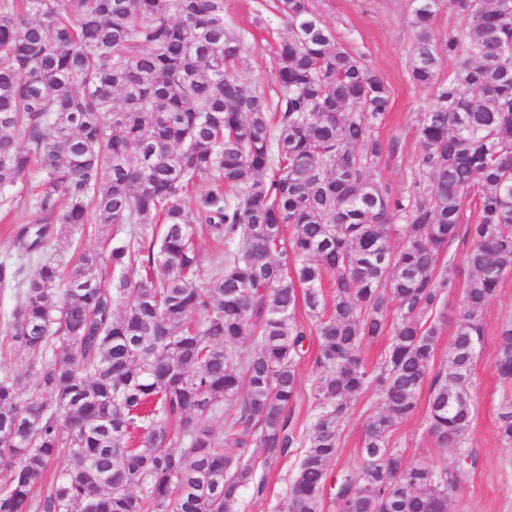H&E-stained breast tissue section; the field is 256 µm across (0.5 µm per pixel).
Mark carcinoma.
I'll return each mask as SVG.
<instances>
[{"label":"carcinoma","mask_w":512,"mask_h":512,"mask_svg":"<svg viewBox=\"0 0 512 512\" xmlns=\"http://www.w3.org/2000/svg\"><path fill=\"white\" fill-rule=\"evenodd\" d=\"M227 2L0 0V207L38 179L15 246L40 257L27 277L0 261L16 294L4 336L37 369L25 391L0 375V512H238L245 490L265 491L257 467L291 448L285 512H320L353 399L374 388L383 405L336 479L337 512H448L476 464L470 381L483 313L512 275V0H448L464 22L444 39L441 0H411L408 81L434 103L397 195L376 179L398 141L377 134L391 94L366 55L316 0H259L288 30L266 40L267 89L242 71L256 33ZM88 224L128 229L102 239L106 263L64 264ZM197 224L224 242L207 269ZM461 235L470 245L448 256ZM444 258L469 278L433 373L456 288ZM311 335L317 405L299 427ZM385 335L372 368L363 347ZM494 369L512 442L511 319ZM425 389L428 435L463 458L451 475L391 444ZM217 416L220 435L205 426Z\"/></svg>","instance_id":"obj_1"}]
</instances>
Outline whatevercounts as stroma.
<instances>
[{"instance_id":"35a3bbf8","label":"stroma","mask_w":512,"mask_h":512,"mask_svg":"<svg viewBox=\"0 0 512 512\" xmlns=\"http://www.w3.org/2000/svg\"><path fill=\"white\" fill-rule=\"evenodd\" d=\"M318 7L339 40L365 52L369 64L389 85L392 106L378 135L387 142L398 141L399 150L395 156L383 157L378 174L382 184L392 192H403L419 154L420 114L434 100L432 88L413 86L407 79L413 44L410 0H319ZM511 318L512 276H509L483 314L486 336L477 355L470 387L476 414L465 446L476 452L478 462L466 484L452 495L448 512H512V443L504 441L498 433L501 393L493 370L498 328ZM427 400V395H420L416 413L396 428L391 441L407 462L454 468L457 465L454 455L435 448L425 430ZM380 406L381 397L375 390L355 400L354 411L343 425L341 447L329 467L330 473L355 462L367 417ZM297 459L298 454L293 451L280 458L272 469H258V476L265 479V493L259 497L245 494L239 512H283Z\"/></svg>"}]
</instances>
